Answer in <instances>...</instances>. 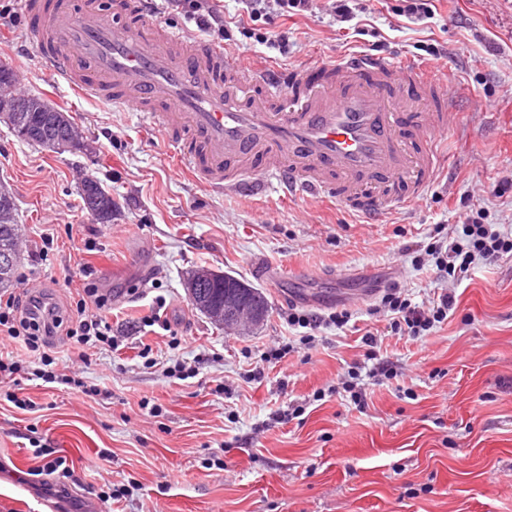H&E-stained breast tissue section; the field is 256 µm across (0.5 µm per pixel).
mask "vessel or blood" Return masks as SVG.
I'll return each instance as SVG.
<instances>
[{"label":"vessel or blood","instance_id":"b4317fda","mask_svg":"<svg viewBox=\"0 0 512 512\" xmlns=\"http://www.w3.org/2000/svg\"><path fill=\"white\" fill-rule=\"evenodd\" d=\"M151 3L113 0L106 14L95 0L78 13L68 0H24L22 10L48 75L85 97L115 89L113 104L162 130L174 156L210 187L253 184L252 161L263 157V179L288 197L345 204L359 186H378L382 198H361L355 208L377 221L435 180L439 134L453 121L446 79L355 57L327 67V81L298 78L287 111L275 112L273 71L240 77L216 45L149 27ZM128 14L136 22L122 24Z\"/></svg>","mask_w":512,"mask_h":512}]
</instances>
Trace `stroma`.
Here are the masks:
<instances>
[{"label": "stroma", "mask_w": 512, "mask_h": 512, "mask_svg": "<svg viewBox=\"0 0 512 512\" xmlns=\"http://www.w3.org/2000/svg\"><path fill=\"white\" fill-rule=\"evenodd\" d=\"M210 3L224 33L209 41L245 73L271 64L287 83L357 52L448 76V164L379 224L270 183L211 189L137 112L50 80L15 14L0 61L21 91L72 116L88 144L57 154L0 125L17 274L71 316L92 266L121 348L90 350L81 364L67 336L46 346L58 368L97 386L92 396L39 380L0 385V512H512V256L477 262L454 287L453 314L420 341L371 313L390 284L420 306L449 286L417 265L435 225L453 229L477 205L512 236V0H430L431 15L416 18L406 0H351L347 18L330 0L295 15L267 0L254 19L243 0ZM88 177L111 192V223L84 209ZM196 267L260 289L266 320L241 333L213 324L184 287ZM292 304L317 315L346 308L355 325H320L287 362L261 361L267 346L298 343ZM160 308L170 330L146 322ZM366 329L378 331L395 376L370 377ZM177 360L197 376H168ZM351 372L364 405L331 390ZM149 402L161 416H148ZM281 406L303 413L271 422ZM37 447L66 459L72 478L43 474ZM62 484L68 497L54 492ZM124 485L131 496L112 499Z\"/></svg>", "instance_id": "obj_1"}]
</instances>
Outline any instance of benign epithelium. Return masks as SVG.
Wrapping results in <instances>:
<instances>
[{
  "instance_id": "1",
  "label": "benign epithelium",
  "mask_w": 512,
  "mask_h": 512,
  "mask_svg": "<svg viewBox=\"0 0 512 512\" xmlns=\"http://www.w3.org/2000/svg\"><path fill=\"white\" fill-rule=\"evenodd\" d=\"M15 81L5 67H0V123L7 125L20 140L36 137L58 153L75 152L84 148V142L67 127V122L53 112L44 101L35 97H21L14 91ZM217 272L210 269L196 271L189 285V296L215 325L227 329L255 325L263 317L262 297L249 286L224 278V297L206 295L205 286Z\"/></svg>"
}]
</instances>
